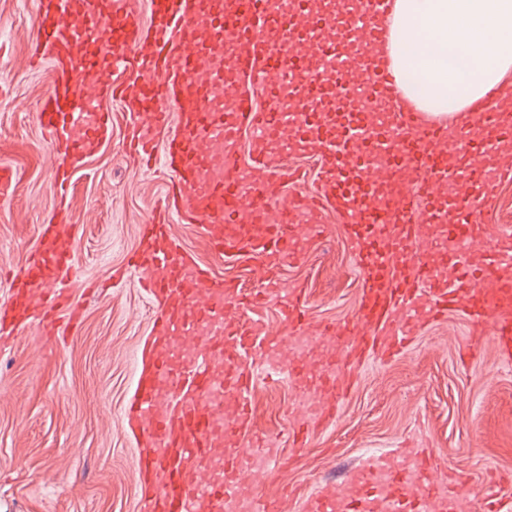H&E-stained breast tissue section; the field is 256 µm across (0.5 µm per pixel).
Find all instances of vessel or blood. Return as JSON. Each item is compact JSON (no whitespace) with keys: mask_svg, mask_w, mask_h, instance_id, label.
<instances>
[{"mask_svg":"<svg viewBox=\"0 0 512 512\" xmlns=\"http://www.w3.org/2000/svg\"><path fill=\"white\" fill-rule=\"evenodd\" d=\"M33 3L37 32L29 60L53 72L35 121L51 135L59 159L56 193H68L71 172L110 127L109 112L84 104L77 88L83 79L97 99L128 113L130 152L171 175L162 214L139 227L146 248L134 268L157 309V342L138 369L127 412L148 442L144 462L158 476L143 491L153 512H227L244 500L251 512H288L287 498L240 479L247 467L257 476L281 467L275 443L249 463L223 456L221 448L225 434L247 432L258 378L300 376L304 356L277 360L274 337L250 317L238 289L213 282L170 238L171 225L197 224L219 253L251 255L267 273L260 299L279 301L287 332L301 331L303 291L281 288L277 271L298 258V218L314 235L323 227L310 199L282 191L302 184L304 172L259 148L282 130L290 132L292 155L319 159L314 199L342 216L366 284L358 310L366 334L337 337L343 350L357 354L368 343L393 353L419 326L463 308L490 328L498 353L512 359V226L484 221L492 188L512 174L489 164L512 146V105L485 101L451 124L399 107L394 79L373 53L388 38L377 18L392 0H299L288 12L276 0ZM355 13L366 20L362 29L351 22ZM119 70L130 78L116 79ZM357 77L374 108L356 103ZM221 90L234 106L228 117L207 105ZM283 96L304 104L300 119L273 109ZM247 133L254 149L246 161L239 144ZM459 184L478 190V198H459ZM416 207L454 249L428 241L414 255ZM70 257L66 221L42 225L37 259L11 284L12 308L39 289L44 301H56L49 288L70 270ZM233 309L238 325L228 331L224 314ZM176 340L205 341L211 352L176 355ZM339 367L334 359L320 370L316 393L304 401L311 418L326 409L322 394L340 397L347 389ZM228 388L237 394L229 422ZM406 470L381 458L355 471L354 491L329 489L315 512H455L453 495L434 478L404 491ZM482 503L483 512H512L492 479L483 485Z\"/></svg>","mask_w":512,"mask_h":512,"instance_id":"vessel-or-blood-1","label":"vessel or blood"}]
</instances>
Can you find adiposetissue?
Listing matches in <instances>:
<instances>
[{
    "instance_id": "obj_1",
    "label": "adipose tissue",
    "mask_w": 512,
    "mask_h": 512,
    "mask_svg": "<svg viewBox=\"0 0 512 512\" xmlns=\"http://www.w3.org/2000/svg\"><path fill=\"white\" fill-rule=\"evenodd\" d=\"M379 59L410 104L449 120L488 96L512 100V0H393Z\"/></svg>"
}]
</instances>
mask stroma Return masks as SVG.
I'll list each match as a JSON object with an SVG mask.
<instances>
[{
    "label": "stroma",
    "mask_w": 512,
    "mask_h": 512,
    "mask_svg": "<svg viewBox=\"0 0 512 512\" xmlns=\"http://www.w3.org/2000/svg\"><path fill=\"white\" fill-rule=\"evenodd\" d=\"M36 23L32 0H0V306L10 278L37 253L39 228L64 213L72 226L74 327L34 320L0 344V512H148L139 467L143 442L121 427L136 383L135 353L151 331V304L135 276L113 280L139 247L138 229L164 201L163 168L143 169L125 150L128 119L114 102L109 135L72 175L67 200L54 191L52 141L34 114L51 92L48 68L30 69ZM323 237L299 229L298 260L282 266L283 287L305 291L310 329L355 327L363 277L337 212H323ZM178 249L212 279L251 291L264 286L251 259L216 252L198 225L177 224ZM336 353L320 336L302 376L258 383L254 422L231 452H255L271 440L283 465L262 479L272 496L291 495L293 512H311L330 486L382 455L431 459L432 477L452 483L461 512H481L490 474L512 499V361L464 311L420 326L401 353L366 352L345 365L350 388L319 423L304 419L302 390Z\"/></svg>",
    "instance_id": "obj_1"
}]
</instances>
